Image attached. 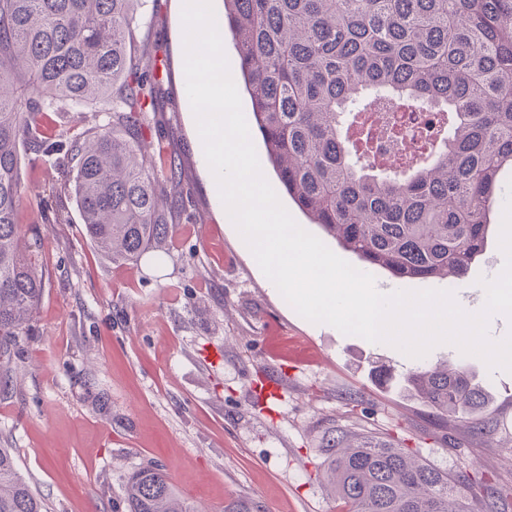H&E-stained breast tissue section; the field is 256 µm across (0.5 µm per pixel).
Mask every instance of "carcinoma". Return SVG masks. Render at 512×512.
Instances as JSON below:
<instances>
[{"label":"carcinoma","mask_w":512,"mask_h":512,"mask_svg":"<svg viewBox=\"0 0 512 512\" xmlns=\"http://www.w3.org/2000/svg\"><path fill=\"white\" fill-rule=\"evenodd\" d=\"M134 2L0 0V387L46 288L41 239L18 223L23 141L64 173L60 190L107 256L136 260L171 232L161 202L179 171L160 177L142 151L151 91L131 57ZM224 15L266 160L309 223L398 279L464 277L512 167V0H224ZM380 105L441 114L398 168L369 163L366 112ZM87 110L92 132L33 135L39 115ZM405 382L493 442L492 420H473L489 394L469 367L419 366ZM318 452L343 512H499L487 475L452 474L379 436L327 429ZM124 499L128 512H198L151 466L130 474ZM0 512H43L8 448Z\"/></svg>","instance_id":"carcinoma-1"}]
</instances>
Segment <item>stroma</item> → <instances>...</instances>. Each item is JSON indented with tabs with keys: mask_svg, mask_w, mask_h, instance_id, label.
<instances>
[{
	"mask_svg": "<svg viewBox=\"0 0 512 512\" xmlns=\"http://www.w3.org/2000/svg\"><path fill=\"white\" fill-rule=\"evenodd\" d=\"M183 0H137L131 53L155 88L141 116L157 171L169 162L172 234L162 256L112 260L84 235L72 200L39 153L24 156L23 226L43 239L49 285L0 393V448L47 512H127L130 472L163 466L200 512L246 497L259 512H338L318 476L325 428L373 432L451 472L481 469L512 486V372L463 359L450 344L429 361H469L492 392L500 446L448 447L403 376L417 366L386 343L312 323L271 288L203 172L184 74ZM512 169L484 253L454 290L472 295L502 268L500 223ZM391 377L381 382L379 369ZM275 401L257 396L263 376Z\"/></svg>",
	"mask_w": 512,
	"mask_h": 512,
	"instance_id": "stroma-1",
	"label": "stroma"
}]
</instances>
